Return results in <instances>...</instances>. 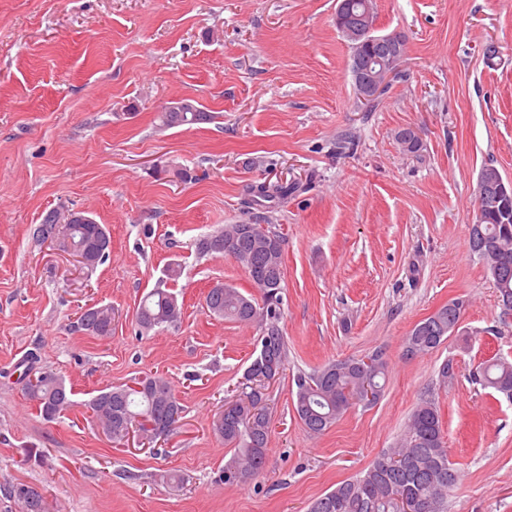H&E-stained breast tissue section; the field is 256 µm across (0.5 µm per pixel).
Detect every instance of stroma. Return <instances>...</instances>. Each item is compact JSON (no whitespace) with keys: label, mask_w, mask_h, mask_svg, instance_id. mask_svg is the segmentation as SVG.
<instances>
[{"label":"stroma","mask_w":512,"mask_h":512,"mask_svg":"<svg viewBox=\"0 0 512 512\" xmlns=\"http://www.w3.org/2000/svg\"><path fill=\"white\" fill-rule=\"evenodd\" d=\"M376 11V34L403 35L407 50L368 112L336 0H0V512H19L7 494L17 483L42 486L50 512H307L392 447L428 396L458 473L448 512H512V402L469 379L483 360L512 362V318L468 246L482 167L512 181V0H376ZM180 98L215 121L160 129ZM406 128L419 153L400 147ZM264 181L296 190L250 204ZM61 207L107 226L103 264L36 240ZM227 224L283 238L288 346L266 389V468L237 486L217 479L226 449L212 422L240 394L260 330L209 315L205 296L219 283L254 289L233 257L195 247ZM171 264L182 274L169 282ZM161 284L182 300L181 321L139 335L138 304ZM457 298L458 335L406 356L412 328ZM94 303L115 308L111 337L77 331ZM376 351L380 400L308 433L297 374ZM31 354L80 404L157 371L184 412L152 443H112L80 406L45 420L24 393ZM167 471L186 475L182 488Z\"/></svg>","instance_id":"stroma-1"}]
</instances>
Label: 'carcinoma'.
<instances>
[{"mask_svg":"<svg viewBox=\"0 0 512 512\" xmlns=\"http://www.w3.org/2000/svg\"><path fill=\"white\" fill-rule=\"evenodd\" d=\"M368 0H338L343 16L352 19L363 13ZM214 119L192 99L174 101L160 111L164 128L206 124ZM403 150L417 154L423 144L417 133L406 128L398 135ZM288 184L266 185L253 189L264 201L288 197ZM70 209H53L35 229L36 239L45 242L61 239L58 247L70 245L78 250L87 242L104 236L105 225L98 222L74 224L68 221ZM280 235L261 224H226L197 241L201 254L227 253L234 257L261 294V300L247 296L227 284L210 289L205 305L210 314L244 325L258 324L257 346L267 347L282 372L287 359L285 336L280 320L281 283L284 279L283 250L274 245ZM469 248L482 263L498 293L503 311L512 309V191L496 195L478 193L477 223L469 229ZM464 301L448 302L429 317L418 322L405 338V354L418 356L437 349L459 332ZM182 306L176 294L157 287L139 303L136 323L139 334L170 327L181 319ZM115 312L103 304L81 311L77 327L99 338L112 336ZM27 399L47 421L63 416L76 406L72 389L56 373L24 372ZM472 381L492 393L512 401V363L500 358L481 362L472 371ZM148 385L142 391L130 385L110 386L84 403L105 436L120 443L127 425L142 417L160 421L171 411L183 414L184 407L170 382L161 374L145 375ZM386 362L379 353L363 358H348L328 363L294 379L293 406L308 433L321 435L352 406H370L385 388ZM373 399H368V396ZM271 418L265 401L243 394L228 414L219 413L214 432L224 440L230 455L224 457L219 480L228 486L245 483L262 473L268 460ZM458 480L448 461L447 438L440 409L433 399L424 398L412 411L396 446L383 451L359 476L346 480L315 499L309 512H448V494ZM20 512H49L44 490L18 483L9 489Z\"/></svg>","mask_w":512,"mask_h":512,"instance_id":"obj_1","label":"carcinoma"}]
</instances>
